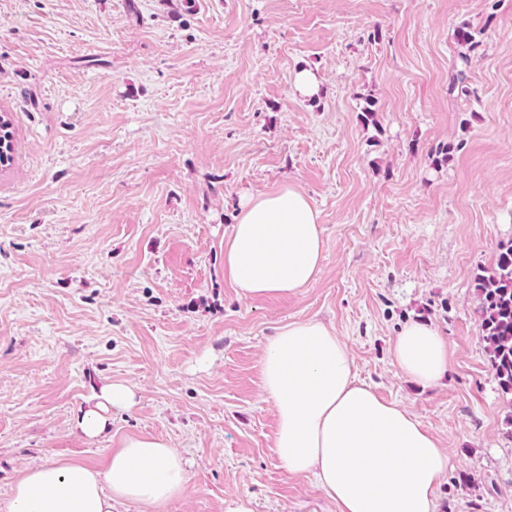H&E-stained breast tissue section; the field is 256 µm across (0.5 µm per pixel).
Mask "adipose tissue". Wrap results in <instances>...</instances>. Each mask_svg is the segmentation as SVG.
Listing matches in <instances>:
<instances>
[{"label":"adipose tissue","instance_id":"ef3b65f1","mask_svg":"<svg viewBox=\"0 0 512 512\" xmlns=\"http://www.w3.org/2000/svg\"><path fill=\"white\" fill-rule=\"evenodd\" d=\"M325 250L311 199L286 184L242 203L224 240V277L242 298L294 295L315 281ZM390 361L401 377L435 384L448 370V341L430 321L405 322ZM260 370L277 418L275 454L289 476L314 479L338 512H435L447 449L413 412L357 379L332 327L307 319L277 328ZM133 400L129 387L105 385L80 407L77 433L95 441L111 425L113 408ZM189 483L182 454L140 434L121 439L101 471L74 460L28 468L0 512H112L117 503L164 512Z\"/></svg>","mask_w":512,"mask_h":512}]
</instances>
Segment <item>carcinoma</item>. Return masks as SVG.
<instances>
[{
    "label": "carcinoma",
    "instance_id": "1",
    "mask_svg": "<svg viewBox=\"0 0 512 512\" xmlns=\"http://www.w3.org/2000/svg\"><path fill=\"white\" fill-rule=\"evenodd\" d=\"M13 151L11 122L0 116V164ZM477 288L489 362L502 394L512 403V242L501 246L496 268L477 277Z\"/></svg>",
    "mask_w": 512,
    "mask_h": 512
}]
</instances>
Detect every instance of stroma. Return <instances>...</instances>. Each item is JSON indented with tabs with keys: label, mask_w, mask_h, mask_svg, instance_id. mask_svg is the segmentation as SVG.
I'll return each instance as SVG.
<instances>
[{
	"label": "stroma",
	"mask_w": 512,
	"mask_h": 512,
	"mask_svg": "<svg viewBox=\"0 0 512 512\" xmlns=\"http://www.w3.org/2000/svg\"><path fill=\"white\" fill-rule=\"evenodd\" d=\"M302 64L315 98L292 89ZM1 112L0 500L34 465L100 470L148 433L189 462L165 512H337L281 469L261 387L267 339L317 318L447 448L436 512H512L475 288L512 241V0H0ZM288 182L319 212L321 270L239 298L224 238ZM412 319L448 340L431 386L389 359ZM110 383L133 404L79 440ZM133 400L134 393L129 387L105 385L78 410L74 421L76 432L86 442L95 441L112 424V408L129 406Z\"/></svg>",
	"instance_id": "obj_1"
}]
</instances>
